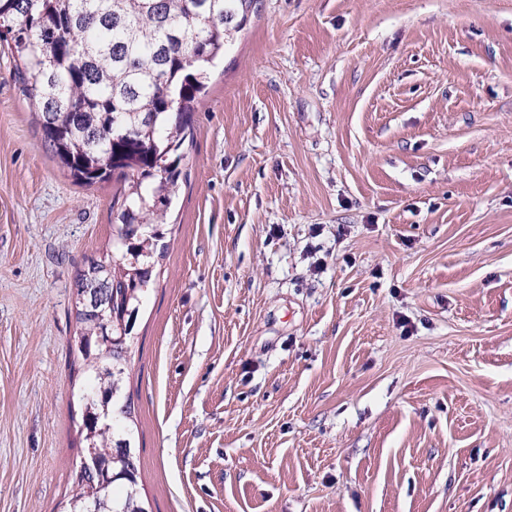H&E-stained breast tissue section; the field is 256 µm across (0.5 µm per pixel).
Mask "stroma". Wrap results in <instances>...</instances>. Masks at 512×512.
Masks as SVG:
<instances>
[{
	"label": "stroma",
	"instance_id": "35a3bbf8",
	"mask_svg": "<svg viewBox=\"0 0 512 512\" xmlns=\"http://www.w3.org/2000/svg\"><path fill=\"white\" fill-rule=\"evenodd\" d=\"M184 145L123 384L152 512H512V0H257ZM72 181L0 43V512H63Z\"/></svg>",
	"mask_w": 512,
	"mask_h": 512
}]
</instances>
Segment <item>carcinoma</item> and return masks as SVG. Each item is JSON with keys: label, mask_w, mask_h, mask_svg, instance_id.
Returning <instances> with one entry per match:
<instances>
[{"label": "carcinoma", "mask_w": 512, "mask_h": 512, "mask_svg": "<svg viewBox=\"0 0 512 512\" xmlns=\"http://www.w3.org/2000/svg\"><path fill=\"white\" fill-rule=\"evenodd\" d=\"M256 0H0V39L35 105L44 142L74 182H110L112 251L77 272L75 345L96 395L83 397L80 436L98 470L71 472L68 512H149L139 470L112 420H132L121 398L134 316L152 278L157 242L178 192L182 147L209 69Z\"/></svg>", "instance_id": "cac0c4a2"}]
</instances>
